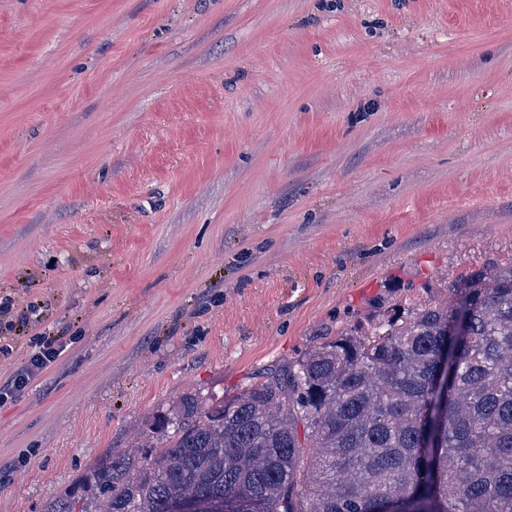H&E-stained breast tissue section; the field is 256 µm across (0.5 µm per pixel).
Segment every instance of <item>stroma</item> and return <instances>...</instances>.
<instances>
[{"instance_id":"1","label":"stroma","mask_w":512,"mask_h":512,"mask_svg":"<svg viewBox=\"0 0 512 512\" xmlns=\"http://www.w3.org/2000/svg\"><path fill=\"white\" fill-rule=\"evenodd\" d=\"M512 258V0H0V512ZM35 346L37 349L29 356L28 360L0 386V403L23 391L50 363L61 355L65 348L60 338L52 336H38Z\"/></svg>"}]
</instances>
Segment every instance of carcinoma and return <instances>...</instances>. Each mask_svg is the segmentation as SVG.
<instances>
[{"mask_svg":"<svg viewBox=\"0 0 512 512\" xmlns=\"http://www.w3.org/2000/svg\"><path fill=\"white\" fill-rule=\"evenodd\" d=\"M191 391L42 512H512V261Z\"/></svg>","mask_w":512,"mask_h":512,"instance_id":"obj_1","label":"carcinoma"}]
</instances>
